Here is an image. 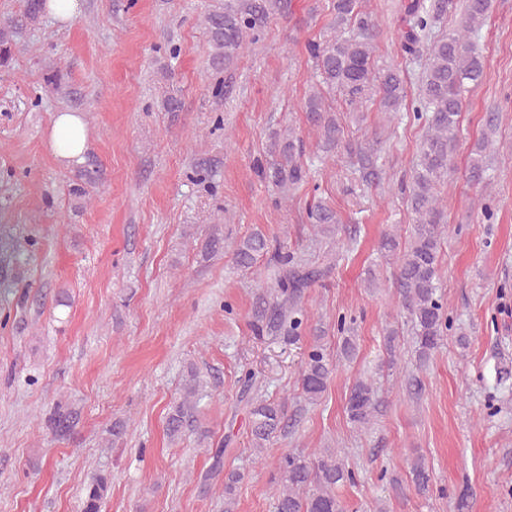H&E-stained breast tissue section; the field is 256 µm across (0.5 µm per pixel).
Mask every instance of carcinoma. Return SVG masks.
Masks as SVG:
<instances>
[{
  "mask_svg": "<svg viewBox=\"0 0 512 512\" xmlns=\"http://www.w3.org/2000/svg\"><path fill=\"white\" fill-rule=\"evenodd\" d=\"M45 0H27L20 16L0 22V62L10 53L13 37L23 27L34 23L45 9ZM285 8L283 0H224V10L206 17L208 44L213 61L229 66L245 48L267 28L273 15ZM399 12L404 26L401 45L413 55L420 44L430 41L422 77L420 108L413 119L424 121L426 133L420 142L416 162L408 182L401 186L413 224L407 237L396 230L381 235L378 250L386 261L396 265L394 285L399 294L403 316L410 326L415 358L425 364L438 352L452 330L453 321L441 292L439 258L445 240V215L441 190L453 172V151L460 136L464 93L479 86L485 78L484 63L474 37L483 27L490 10V0H400ZM332 32L320 42L308 44L315 68L314 90L304 102L307 124L318 135L321 147L330 153L346 141L347 131L338 117L332 97L339 96L349 111L358 110L372 95L379 98L382 111L397 115L405 98L404 75L396 67L375 65L376 25L361 7L360 0H331ZM461 14L460 25L446 33L435 32L437 19L444 14ZM499 129V114L488 112L484 131L471 150L469 181L485 186L488 181L486 152L494 145ZM268 154L273 160L262 176L276 188L279 199L305 183L309 169L302 160L303 145L291 128L276 131L270 137ZM356 164L363 176L378 175L376 156L363 152ZM307 218L316 232L326 239L337 237L340 219L336 211L320 201L308 211ZM235 264L250 270L264 257L273 263L271 285L257 298L249 321L254 338L275 336L293 345L302 340L308 315L302 303L305 292L324 280L330 267L314 266L298 253L283 247H271L267 235L254 230L233 242ZM342 342L336 357L350 360L357 354L354 327L341 316L336 322ZM325 331L313 328L312 342L306 352L299 383L301 395L309 404L317 403L327 390L336 362L326 354ZM398 329L386 330L387 367L397 364ZM201 384L196 372H190L180 390L178 401L167 417V434L175 439L193 428L201 399ZM250 442L253 451L262 453L288 423L287 407L282 402L257 397L249 400ZM380 399L375 382L359 377L348 388L345 412L350 424L367 430L374 423ZM72 410L61 405L49 413L52 431L63 436L74 426ZM224 449L213 452V463L201 479L206 492L211 482L224 478V509L231 512L239 482L237 471L224 472ZM415 491L426 493L433 487V472L419 457L409 466ZM275 485L274 512H348L347 504L336 494L340 485L355 483V474L346 468L334 448H325L308 459L285 455L272 478ZM110 478L103 473L92 476L85 486L82 512H101Z\"/></svg>",
  "mask_w": 512,
  "mask_h": 512,
  "instance_id": "obj_1",
  "label": "carcinoma"
}]
</instances>
